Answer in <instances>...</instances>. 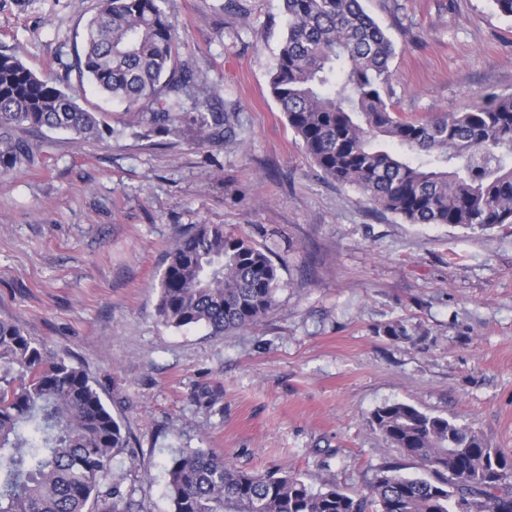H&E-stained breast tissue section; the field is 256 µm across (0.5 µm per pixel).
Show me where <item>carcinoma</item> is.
I'll use <instances>...</instances> for the list:
<instances>
[{
	"mask_svg": "<svg viewBox=\"0 0 512 512\" xmlns=\"http://www.w3.org/2000/svg\"><path fill=\"white\" fill-rule=\"evenodd\" d=\"M166 0H97L74 68L125 104L129 123L167 130L185 120L198 142L224 137L223 90L179 63ZM286 32L270 89L320 173L357 188L408 224L486 230L512 224V94L465 112L411 119L390 96L394 47L362 0H281ZM64 129L99 141L104 115L82 107L67 79L37 75L0 50V178L30 165L24 130ZM278 268L222 224H196L173 240L157 313L176 329L212 334L254 325L274 310ZM371 424L426 471L381 467L368 494L332 482L311 489L284 470L250 473L211 452L169 461L171 512H512V456L477 431L394 402ZM130 438L88 376L0 320V512H119L113 460Z\"/></svg>",
	"mask_w": 512,
	"mask_h": 512,
	"instance_id": "cac0c4a2",
	"label": "carcinoma"
}]
</instances>
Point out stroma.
<instances>
[{
    "instance_id": "stroma-1",
    "label": "stroma",
    "mask_w": 512,
    "mask_h": 512,
    "mask_svg": "<svg viewBox=\"0 0 512 512\" xmlns=\"http://www.w3.org/2000/svg\"><path fill=\"white\" fill-rule=\"evenodd\" d=\"M168 0L180 59L224 89L231 132L131 126L70 72L110 137L28 133L34 164L0 179V320L93 381L132 434L112 476L132 512H170L165 465L201 448L364 495L400 452L371 425L404 402L512 456V224H409L324 178L269 87L279 0ZM96 0H0V49L36 74L73 63ZM395 49L391 100L423 118L512 93V17L493 0H363ZM220 224L279 267L276 307L213 336L157 314L173 236ZM402 323L406 338L383 329Z\"/></svg>"
}]
</instances>
